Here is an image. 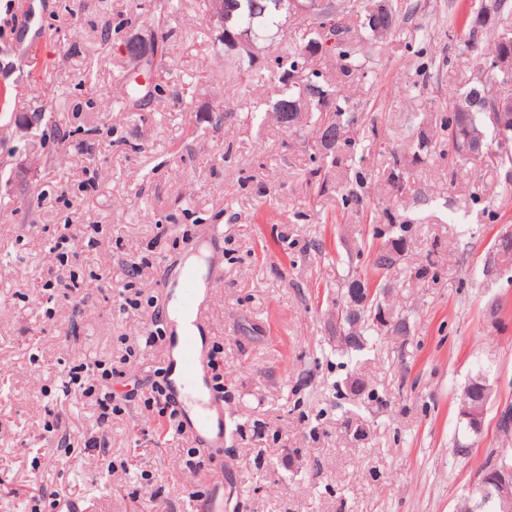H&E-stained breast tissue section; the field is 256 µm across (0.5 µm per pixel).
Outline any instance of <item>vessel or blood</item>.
<instances>
[{
	"label": "vessel or blood",
	"instance_id": "1",
	"mask_svg": "<svg viewBox=\"0 0 512 512\" xmlns=\"http://www.w3.org/2000/svg\"><path fill=\"white\" fill-rule=\"evenodd\" d=\"M181 288L180 300L188 312L194 326H202L208 320V303L213 289L222 287L223 273L209 277L205 285H198L193 267H182L179 273ZM169 334L166 338V370H178L176 381L170 382L167 394L171 401L183 396L184 384L205 382L209 379V354L201 337L193 334H176L175 323H168ZM181 421L184 431L190 433L196 441L209 448L224 445V401L215 395L199 401L196 411L182 410Z\"/></svg>",
	"mask_w": 512,
	"mask_h": 512
}]
</instances>
